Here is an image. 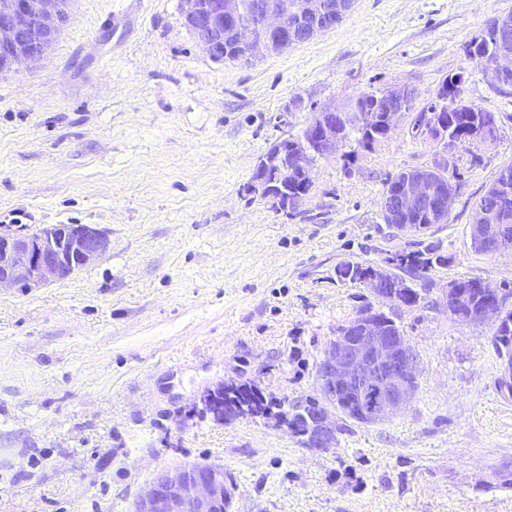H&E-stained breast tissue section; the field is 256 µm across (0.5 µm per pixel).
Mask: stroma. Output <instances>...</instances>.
<instances>
[{
    "instance_id": "stroma-1",
    "label": "stroma",
    "mask_w": 512,
    "mask_h": 512,
    "mask_svg": "<svg viewBox=\"0 0 512 512\" xmlns=\"http://www.w3.org/2000/svg\"><path fill=\"white\" fill-rule=\"evenodd\" d=\"M512 0H355L335 28L250 63L213 61L179 0H69L50 53L0 75V226L105 230L108 251L51 285L0 288V512H131L177 463L231 472L232 512H512V396L492 328L453 320L448 282L512 289V252L469 237L475 202L512 164V95L463 47ZM466 71L464 98L499 116L461 168L448 221L391 235L387 178L430 161L397 130L345 173L322 160L284 213L252 194L257 158L314 112L395 85L417 106ZM437 246L430 307L402 308L417 392L379 425L345 421L311 452L259 417H201L204 395L257 379L265 396L316 392L338 326L371 295L339 263Z\"/></svg>"
}]
</instances>
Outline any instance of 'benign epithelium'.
<instances>
[{
	"label": "benign epithelium",
	"mask_w": 512,
	"mask_h": 512,
	"mask_svg": "<svg viewBox=\"0 0 512 512\" xmlns=\"http://www.w3.org/2000/svg\"><path fill=\"white\" fill-rule=\"evenodd\" d=\"M352 0H288L274 5L258 0L252 5L256 23L241 21L243 0H180L182 14L202 49L210 58L218 56L229 34L246 50L252 61L267 54L285 51L309 42L336 26L337 18L351 9ZM68 18V0H0V75L25 63L40 60ZM489 84L504 88L512 82V45L496 44L483 70ZM415 97L408 86H392L384 91L382 106L367 111L368 125L381 124L392 133L408 125L407 101ZM438 107L428 111L414 131L428 134L440 127L441 113L454 108L443 87L435 95ZM345 122L342 104H331L314 113L306 125L307 134L289 132L272 144L255 164L250 192L268 200L280 210H294L306 199L300 192L288 195V180L313 187V174L320 160L335 157L345 148L344 132L336 123ZM462 144L450 140L433 154L429 164L401 173L383 209L386 224L415 235L421 224L405 220L427 206L447 222L455 190H436ZM491 210L474 214L470 224L473 244L498 232ZM109 248L105 231L89 224H58L31 234L0 232V288L20 291L61 281L79 269L94 264ZM372 292L384 289L382 298L391 308L399 303L401 280L393 270L374 265L369 275L358 281ZM452 317L464 324L501 323L498 310L487 305L474 310L466 296L455 294L450 301ZM417 356L407 337L388 333L374 312L358 315L336 330L317 365L318 387L308 410L301 416L304 447L327 452L336 447L338 422L334 404L341 394L364 396L374 391L373 403L359 409L367 421L378 424L392 420L409 404L416 391ZM234 482L224 466L192 463L177 465L156 474L133 503V512H231Z\"/></svg>",
	"instance_id": "benign-epithelium-1"
}]
</instances>
